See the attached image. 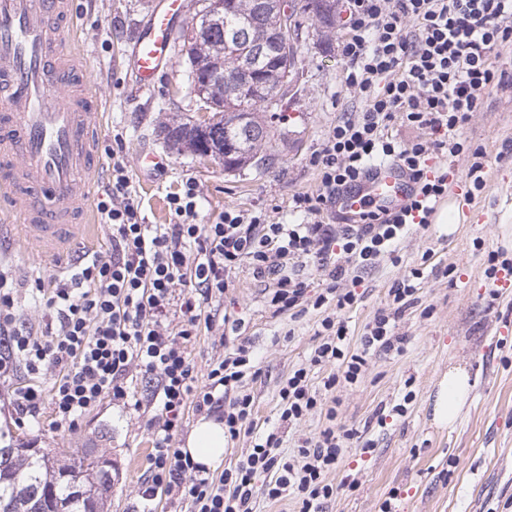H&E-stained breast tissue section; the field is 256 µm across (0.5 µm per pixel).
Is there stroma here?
Masks as SVG:
<instances>
[{
    "instance_id": "1",
    "label": "stroma",
    "mask_w": 512,
    "mask_h": 512,
    "mask_svg": "<svg viewBox=\"0 0 512 512\" xmlns=\"http://www.w3.org/2000/svg\"><path fill=\"white\" fill-rule=\"evenodd\" d=\"M159 2L74 0L75 39L91 58L88 81L100 94L99 140L122 134L123 160L145 223H172L168 198L188 180L199 186L202 222L215 221L227 209H262L277 221L300 223L289 203L294 194L318 188L311 155L334 125L363 107L344 81L343 24L324 43L314 19H306L297 40L299 77L273 119L276 135L263 149L267 163L229 172L223 161L176 151L165 139L164 126L172 120L207 116L192 91L181 44H174L153 86L138 87L130 74L133 35ZM459 137L483 149L484 187L474 189L466 177L471 156L436 159V167L449 172L448 194L429 227L401 240L400 263L383 258L360 272L355 303L338 314L351 344H358L375 312L386 306L390 288L419 271L418 301L395 329L405 339L403 353L372 356L361 384L340 383L325 394L336 404L338 423L358 436L326 476L337 492L323 502L322 512H381L386 503L392 512H512V288L496 287L487 273L489 255L512 262V87L487 91L482 111L473 113ZM148 154L158 158L159 168L142 166ZM0 265L20 285L25 318L41 329L43 313L31 307L30 289L36 278L55 274V267L20 239L0 252ZM263 289L247 266L233 270L223 298L203 306L215 323L200 328L192 358L198 376H206L222 319L239 321L241 336L259 357V375L244 383L255 400L254 422L261 430L275 428L290 451L326 424L318 411L291 424L279 418L281 384L308 365L325 313L272 316L263 305ZM452 365L467 369L471 392L455 426L441 428L433 422V402ZM151 388L148 379L134 377L130 390L141 409L108 401L69 431L54 426L48 411L39 426L19 424L11 389L0 385V447L14 439L44 450L97 449L112 462L104 512H131L151 448ZM399 403L406 407L401 416L391 412ZM368 439L369 449L363 446Z\"/></svg>"
}]
</instances>
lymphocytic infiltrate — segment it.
I'll use <instances>...</instances> for the list:
<instances>
[{
    "label": "lymphocytic infiltrate",
    "instance_id": "lymphocytic-infiltrate-1",
    "mask_svg": "<svg viewBox=\"0 0 512 512\" xmlns=\"http://www.w3.org/2000/svg\"><path fill=\"white\" fill-rule=\"evenodd\" d=\"M348 21L340 44L346 85L363 108L334 126L313 153L318 189L292 197L303 223L228 210L215 223H199L200 194L192 181L169 198L174 223H145L126 165L116 156L112 182L97 203L111 230L110 248L66 277L36 279L46 316L40 333L25 326L15 307L16 285L0 270V382H11L21 369L32 378L13 392L19 422L37 421L48 406L56 427L74 429L105 399L127 401L133 372L153 376L161 409L150 422L149 475L133 512H153L161 493L189 501L190 512H254L257 498L290 494L299 497L300 512H321L335 492L326 475L355 437L337 425L335 408H323L321 393L341 381L361 383L370 355L402 349L404 339L393 328L415 302L413 280L390 288L387 307L376 312L357 347H350L343 321L324 317L309 366L288 376L279 397L281 420L297 422L321 408L327 424L290 454L276 432L253 426L254 399L242 388L244 378L259 374L249 340L221 337L224 352L202 384L189 352L203 303L223 297L230 272L243 263L264 282L273 315L331 302L340 310L352 306L350 268L367 269L384 257L399 263L397 242L412 226L427 227L447 189V173L432 172L430 159L465 152L458 129L479 111L486 90L512 79L496 64L512 43V0H350ZM396 118L424 130V137L395 141L387 128ZM378 161L404 168L415 195L392 213L369 210L356 224L325 223L337 193ZM308 259L327 281L317 293L298 269ZM333 363L339 372L313 387L311 367ZM50 370L57 379L46 391L37 379ZM189 406L223 423L228 441L250 437L234 467L216 476L182 453L177 436Z\"/></svg>",
    "mask_w": 512,
    "mask_h": 512
}]
</instances>
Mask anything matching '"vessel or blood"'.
I'll return each mask as SVG.
<instances>
[{
  "mask_svg": "<svg viewBox=\"0 0 512 512\" xmlns=\"http://www.w3.org/2000/svg\"><path fill=\"white\" fill-rule=\"evenodd\" d=\"M188 0H163L135 35L129 64L138 86H152L170 58L177 18ZM76 24L73 0H0V249L16 238L60 264L86 250L92 187L103 165L98 95L82 86L85 55L65 39ZM412 184L392 162L372 167L336 197L348 220L367 209L395 210Z\"/></svg>",
  "mask_w": 512,
  "mask_h": 512,
  "instance_id": "vessel-or-blood-1",
  "label": "vessel or blood"
}]
</instances>
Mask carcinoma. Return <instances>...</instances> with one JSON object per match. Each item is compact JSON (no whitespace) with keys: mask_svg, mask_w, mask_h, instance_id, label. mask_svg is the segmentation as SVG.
Here are the masks:
<instances>
[{"mask_svg":"<svg viewBox=\"0 0 512 512\" xmlns=\"http://www.w3.org/2000/svg\"><path fill=\"white\" fill-rule=\"evenodd\" d=\"M311 13L322 34L329 35L336 22V0H306L289 20L279 8V0H224V15L201 30L188 45L191 68L208 78L201 96L212 117L199 122H180L165 126L171 147L187 149L201 157L199 129H205L211 156L224 154L228 144L236 146L224 169L235 171L266 160L261 147L270 141L268 113L278 105L263 96L249 98L228 80L241 65V45L235 42L237 30L248 23L266 36L269 50L256 77L264 89L285 95L283 87L299 75L297 51L286 50L289 28L300 29V17ZM108 461L92 448L74 454L62 451L33 452L24 448H0V512H100L112 488ZM71 482L85 487V496L74 497Z\"/></svg>","mask_w":512,"mask_h":512,"instance_id":"cac0c4a2","label":"carcinoma"}]
</instances>
